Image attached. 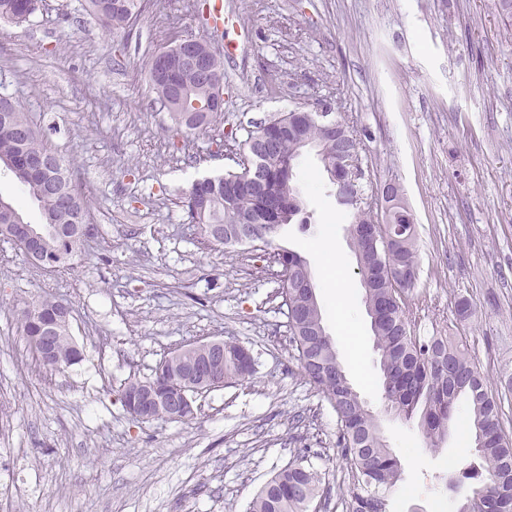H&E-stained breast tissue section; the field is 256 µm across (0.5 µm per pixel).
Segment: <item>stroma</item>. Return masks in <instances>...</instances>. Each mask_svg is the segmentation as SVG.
<instances>
[{
  "mask_svg": "<svg viewBox=\"0 0 512 512\" xmlns=\"http://www.w3.org/2000/svg\"><path fill=\"white\" fill-rule=\"evenodd\" d=\"M82 4L45 0L30 23L0 25V94L70 162L96 225L68 274L0 242V512H245L302 444L328 489L321 512H349L336 415L301 370L263 248L201 245L178 205L194 181L235 169L251 124L296 108L353 122L364 185L398 186L421 331L463 337L511 434L512 27L495 0H224L240 45L224 63V118L176 146L146 63L179 34L219 44L197 0H159L110 33ZM296 184L306 222L276 241L309 262L338 358L401 461L391 512H457L469 490L454 474L476 458L468 404L435 445L388 411L347 223L314 153ZM340 288L356 328L336 311ZM44 295L72 307L81 358L60 371L17 328ZM221 336L250 348L255 372L197 396L193 419L141 423L122 406L124 382Z\"/></svg>",
  "mask_w": 512,
  "mask_h": 512,
  "instance_id": "obj_1",
  "label": "stroma"
}]
</instances>
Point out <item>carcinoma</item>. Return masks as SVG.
<instances>
[{
  "instance_id": "carcinoma-1",
  "label": "carcinoma",
  "mask_w": 512,
  "mask_h": 512,
  "mask_svg": "<svg viewBox=\"0 0 512 512\" xmlns=\"http://www.w3.org/2000/svg\"><path fill=\"white\" fill-rule=\"evenodd\" d=\"M86 11L107 30L131 26L155 0H85ZM42 0H0V23L22 24L41 10ZM149 82L159 101L168 108L182 131L204 132L216 123L221 112H191L193 103L209 104L211 95L206 81L190 71L182 58L169 56L161 60L151 56L147 62ZM300 118L304 138L317 143L324 138L317 123ZM267 140L264 123L248 131L243 151L252 155ZM305 148L297 139L285 134L269 149L268 173L274 181L287 177L291 193L299 195L295 185L296 165ZM49 155L53 163L31 172L15 164L16 158ZM0 164L14 165V179L37 202L43 223L52 227L48 251L40 265L53 266L59 272L71 271L86 255L89 241L79 238L75 224L91 223L87 197L73 184L70 164L52 149L42 133L21 110L13 98L0 95ZM362 170L350 169L342 177L343 188L336 196V206L350 224L373 222L372 212L361 208ZM239 172L222 177L198 180L182 197V207L190 223L197 226L202 243L217 246L210 234L213 224H222L234 235L236 220L251 213L278 226L290 223L301 213V205L280 209L276 200L249 194L241 187ZM22 212L0 197V224H14ZM379 241L367 249L357 269L364 289V304L374 309L371 321L375 347L380 356L383 391L388 407L398 417L418 420L425 437L437 443L448 433V423L457 404L468 403V425L474 436L479 465L462 471L472 495L465 497L457 512H512V438L501 427L500 400L488 390L487 378L471 362L466 344L456 336H422L417 333L418 305L411 298L417 267L416 236L413 219L403 205L394 207L386 223L378 225ZM270 249L272 264L281 267L279 297H288L286 314L292 347L297 351L301 368L309 383L323 396L336 414L339 445L346 461L344 483L352 501V512H389L388 495L401 478L398 456L388 447L379 423L349 381L336 352L332 337L321 335L324 329L318 300L305 293L291 292V284L311 272L307 260L299 253L275 244ZM64 300L41 296L20 309L19 331L38 360L48 369L71 365L80 357L69 330V320L57 316ZM54 333L53 356L40 355V327ZM206 360L197 347L184 346L162 358L153 374L144 380H130L119 391L123 407L145 386L161 389L183 383V373ZM254 372L249 349L234 338L224 341L221 374L224 382L245 380ZM322 476L312 462L310 449L299 448L294 460L278 470L259 489L249 503L248 512H319L323 497Z\"/></svg>"
}]
</instances>
